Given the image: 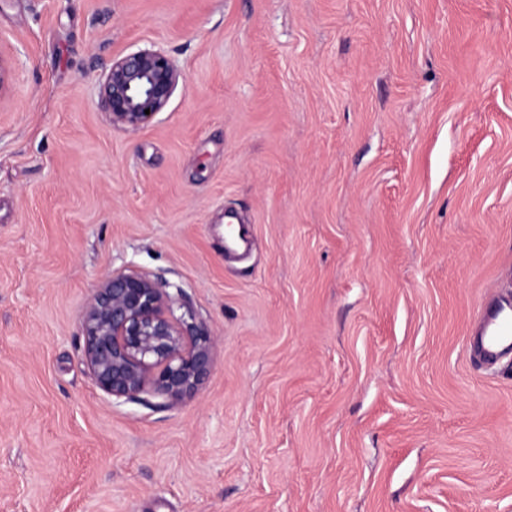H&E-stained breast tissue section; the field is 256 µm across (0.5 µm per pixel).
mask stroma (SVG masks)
Segmentation results:
<instances>
[{
	"mask_svg": "<svg viewBox=\"0 0 512 512\" xmlns=\"http://www.w3.org/2000/svg\"><path fill=\"white\" fill-rule=\"evenodd\" d=\"M0 59V512H512V0H0ZM132 271L214 338L181 402L86 364ZM183 75L163 52L131 49L112 60L99 87V108L113 126L140 129L165 110ZM149 110V114H145ZM472 345L491 363L512 352V303L483 310Z\"/></svg>",
	"mask_w": 512,
	"mask_h": 512,
	"instance_id": "1",
	"label": "stroma"
}]
</instances>
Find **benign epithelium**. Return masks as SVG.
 <instances>
[{
    "mask_svg": "<svg viewBox=\"0 0 512 512\" xmlns=\"http://www.w3.org/2000/svg\"><path fill=\"white\" fill-rule=\"evenodd\" d=\"M183 75L163 52L131 49L112 60L99 87V108L126 129L151 125ZM142 273L114 274L92 294L82 322L84 356L97 386L117 399L144 393L178 402L212 366V338L187 308Z\"/></svg>",
    "mask_w": 512,
    "mask_h": 512,
    "instance_id": "7a95c632",
    "label": "benign epithelium"
}]
</instances>
